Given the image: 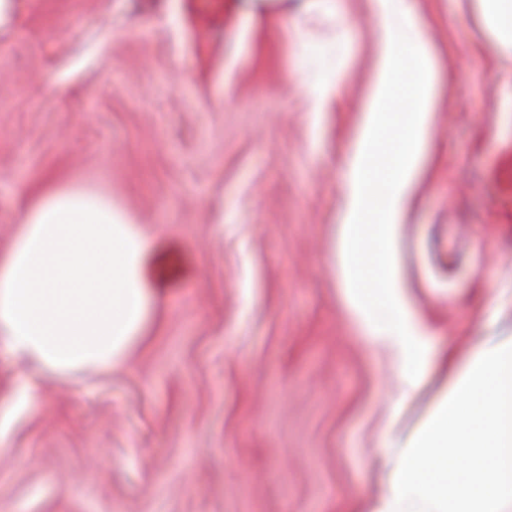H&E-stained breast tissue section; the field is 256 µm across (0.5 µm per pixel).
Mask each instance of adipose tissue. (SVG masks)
<instances>
[{
  "label": "adipose tissue",
  "mask_w": 512,
  "mask_h": 512,
  "mask_svg": "<svg viewBox=\"0 0 512 512\" xmlns=\"http://www.w3.org/2000/svg\"><path fill=\"white\" fill-rule=\"evenodd\" d=\"M512 50V0H476ZM380 48L339 165L342 205L332 259L365 344L402 367L383 433L390 481L373 512H512V339L487 337L462 362L435 354L400 285L396 239L432 133L437 68L416 0H367ZM370 259L354 261V249ZM166 279L151 237L111 198L46 181L0 253V350L65 374L121 363L148 332ZM448 386L427 422L401 437L405 401L438 366Z\"/></svg>",
  "instance_id": "1"
}]
</instances>
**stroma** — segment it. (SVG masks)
I'll return each mask as SVG.
<instances>
[{
  "label": "stroma",
  "instance_id": "stroma-1",
  "mask_svg": "<svg viewBox=\"0 0 512 512\" xmlns=\"http://www.w3.org/2000/svg\"><path fill=\"white\" fill-rule=\"evenodd\" d=\"M300 4L12 0L0 251L50 177L111 197L171 273L112 371L45 375L0 351V512H371L396 366L349 321L331 254L379 29L366 0H336L347 33ZM417 5L440 86L400 282L433 349L463 356L512 339V55L473 7ZM338 44L343 94L316 123L306 82ZM447 380L407 401L401 433Z\"/></svg>",
  "mask_w": 512,
  "mask_h": 512
}]
</instances>
